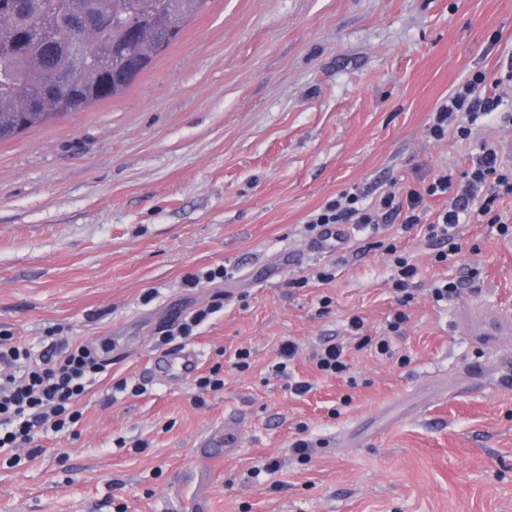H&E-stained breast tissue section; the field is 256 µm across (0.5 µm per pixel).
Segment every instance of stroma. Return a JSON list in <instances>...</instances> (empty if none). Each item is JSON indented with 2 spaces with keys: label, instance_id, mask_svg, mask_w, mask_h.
<instances>
[{
  "label": "stroma",
  "instance_id": "stroma-1",
  "mask_svg": "<svg viewBox=\"0 0 512 512\" xmlns=\"http://www.w3.org/2000/svg\"><path fill=\"white\" fill-rule=\"evenodd\" d=\"M511 68L512 0H208L124 94L1 142L0 332L35 355L52 333L102 349L106 369L74 431L0 455V512H512V389L495 383L512 334L485 344L476 326L512 314V237L462 225L446 266L423 231L381 227L418 268L394 337L386 254L359 232L307 251L340 191L420 185L512 134L499 114L468 140L427 134L470 74ZM218 266L228 278L186 286ZM452 279L459 296L436 301ZM215 300L186 344L223 390L146 379L159 331ZM384 335L388 358L363 343ZM329 338L349 374L316 368ZM121 378L142 394L112 396ZM227 417L239 447L199 454Z\"/></svg>",
  "mask_w": 512,
  "mask_h": 512
}]
</instances>
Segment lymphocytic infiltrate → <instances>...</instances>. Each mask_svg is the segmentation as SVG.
I'll return each mask as SVG.
<instances>
[{
  "label": "lymphocytic infiltrate",
  "instance_id": "1",
  "mask_svg": "<svg viewBox=\"0 0 512 512\" xmlns=\"http://www.w3.org/2000/svg\"><path fill=\"white\" fill-rule=\"evenodd\" d=\"M505 81L512 82V71L501 81L480 70L472 73L432 112L429 137L440 141L452 134L469 139L477 120L500 107L499 88ZM507 195L512 196V166L502 162L494 145L485 144L461 175L440 170L421 190L409 185L380 192L369 187L343 190L311 215L308 228L316 231L329 224H354L375 230L397 222L409 231L423 223L436 248L437 262L445 263L458 249V225L484 221L498 225L500 234L512 231L503 225L498 212L500 199ZM429 196H445L449 202L427 223L424 201ZM385 250L395 267L392 291L398 305L388 327L397 334L409 319L406 309L414 299L409 282L417 269L407 257L398 255L396 245H386ZM105 367V359L86 344L51 337L40 361L35 362L30 350L11 337L0 336V451L70 431L82 418L81 397Z\"/></svg>",
  "mask_w": 512,
  "mask_h": 512
}]
</instances>
